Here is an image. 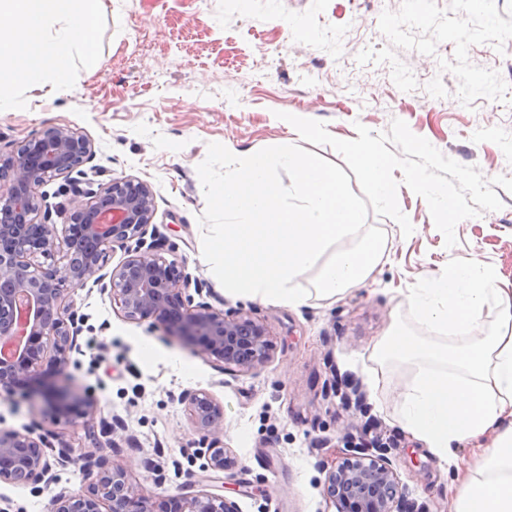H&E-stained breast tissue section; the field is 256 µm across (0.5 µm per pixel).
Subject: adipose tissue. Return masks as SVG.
Listing matches in <instances>:
<instances>
[{
    "label": "adipose tissue",
    "instance_id": "ef3b65f1",
    "mask_svg": "<svg viewBox=\"0 0 512 512\" xmlns=\"http://www.w3.org/2000/svg\"><path fill=\"white\" fill-rule=\"evenodd\" d=\"M96 30L94 16L73 10L70 0H0V46L9 51L0 66V102L16 85L57 83L74 51L92 46ZM492 299L499 328L487 334L481 316ZM408 302L422 323L455 341L439 344L393 328L372 353L379 364L372 380L383 381L391 361L418 367L402 396V423L440 458L453 456L460 442L494 434L482 450V469L461 482L458 512H512V290L496 287L490 269L463 258Z\"/></svg>",
    "mask_w": 512,
    "mask_h": 512
}]
</instances>
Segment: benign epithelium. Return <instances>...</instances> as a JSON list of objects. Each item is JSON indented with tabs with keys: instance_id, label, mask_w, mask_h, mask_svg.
<instances>
[{
	"instance_id": "obj_1",
	"label": "benign epithelium",
	"mask_w": 512,
	"mask_h": 512,
	"mask_svg": "<svg viewBox=\"0 0 512 512\" xmlns=\"http://www.w3.org/2000/svg\"><path fill=\"white\" fill-rule=\"evenodd\" d=\"M92 155L90 142L65 127H52L6 158L0 157V392L27 399L57 401L73 394L68 385L43 382L47 370L61 372L71 355L81 353L83 317L68 301L71 290L88 283L112 300L124 319H154L164 334L197 347L242 372L265 364L272 352L270 332L244 312L226 313L195 301L203 289L160 253L150 186L118 178L92 193L84 205L61 207L65 229L38 221L39 188L56 177L70 176ZM119 243L125 258L102 272L108 249ZM63 254L66 262L54 261ZM194 431L197 455L207 468L229 464L216 447L224 433V406L205 390L183 392ZM79 465L84 483L52 494L47 512H240L236 502L205 491L154 500L128 471L101 456H74L72 445L51 430L35 425L22 432L0 430V484H24L35 491L54 483L52 465ZM326 494L337 512H408L410 505L396 472L383 457H346L325 480Z\"/></svg>"
}]
</instances>
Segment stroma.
<instances>
[{
	"label": "stroma",
	"mask_w": 512,
	"mask_h": 512,
	"mask_svg": "<svg viewBox=\"0 0 512 512\" xmlns=\"http://www.w3.org/2000/svg\"><path fill=\"white\" fill-rule=\"evenodd\" d=\"M97 38L74 52L56 90L17 85L0 104V156L50 127L88 139L93 155L81 172L41 188L54 205L87 202L115 178L147 182L162 255L198 281L207 302L262 321L273 341L269 361L229 373L194 346L165 336L151 321L133 323L92 285L71 292L85 318L82 351L72 354L66 400L71 421H55L53 404L0 398V426L20 430L54 420L77 451L91 450L86 425L116 416V442L136 448L116 456L151 496L183 493L176 470L194 472L202 489L235 501L241 512H337L325 492L328 470L356 450L365 415L377 416L387 441L368 455L387 458L422 512H455L461 469H477L473 444H457L441 461L405 430L401 395L418 369L395 364L385 384L369 379L374 348L393 326L422 336L408 304L472 257L512 289V192L502 207L460 221L446 247L424 198L399 186L401 211L414 231L369 215L389 254L365 283L336 301L267 303L225 294L202 255L206 199L198 165L209 144L243 154L274 145L303 149L344 166L329 146L301 141L278 112L324 122L340 140L356 124L388 131L392 119L485 178H512V0H82ZM149 41L130 56L138 31ZM203 389L224 406L220 445L231 464L205 469L199 436L178 397Z\"/></svg>",
	"instance_id": "stroma-1"
}]
</instances>
